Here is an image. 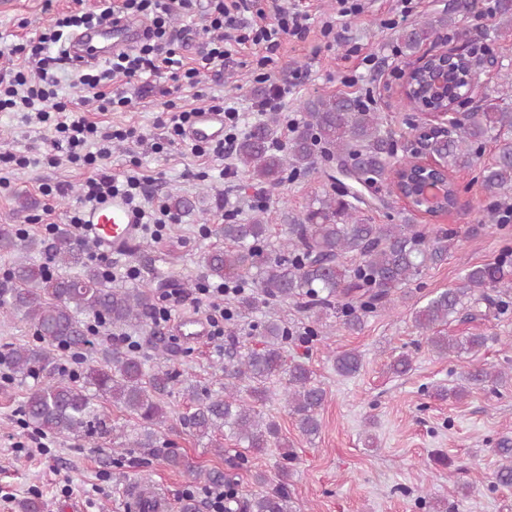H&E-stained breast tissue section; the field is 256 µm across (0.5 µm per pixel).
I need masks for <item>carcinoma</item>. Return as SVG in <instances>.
<instances>
[{"mask_svg":"<svg viewBox=\"0 0 512 512\" xmlns=\"http://www.w3.org/2000/svg\"><path fill=\"white\" fill-rule=\"evenodd\" d=\"M464 11L488 14L494 24L485 39L496 42L512 33V0H460L455 8L415 21L395 33L399 53L416 55L441 29L456 30V14ZM494 86L485 88L479 104L448 118V130L439 134L419 128L416 140L402 146L377 113L359 96L325 94L303 103L299 121L281 140L280 119L272 113L258 122L235 147V160L252 179L275 189L286 178L313 171L318 161L335 164L331 179L341 191L314 196L300 215L288 214L271 242L272 225L263 213L246 224L236 221L218 224L216 236L224 247L207 252L203 258L208 276L243 288L236 298L239 309L252 311L261 304L295 302L321 312L339 311L349 331L361 329L366 315L395 301L423 272L445 260L448 236L429 234L413 224H376L367 211L385 205V200L367 195L400 190L411 195L408 213L438 214L455 208L459 189L451 177L471 168L489 142L495 146L493 162L480 173L481 187L492 199L488 222H512V69L499 64ZM427 74L415 73L403 100L421 111L430 104ZM441 162L450 174L446 194L434 201L424 197L414 167L418 146ZM171 208L190 214L198 200L172 197ZM89 245L61 228L53 242L35 236L20 237L10 225H0V252L20 253L9 272L0 279V309L29 322L36 344L12 346L5 356L13 378L34 381L22 413L27 425L57 437L87 438L98 445L119 443L123 448H157L156 427L167 421L164 400L173 394L177 375L167 362L173 348L155 338L156 364L146 369L138 351L105 340L100 347L87 329V320L97 319L101 329L140 326L152 316L155 292L149 284L114 288L100 267L87 262ZM40 254L57 268L74 269L75 275L50 274L44 264L30 255ZM503 315L512 308V265L504 261L468 265L455 287L426 298L415 309L414 322L427 343L439 354L477 352L486 343L481 334L450 336L448 323L464 309L472 317L478 310ZM288 332L280 321L263 325L260 348L239 353L224 368V381L217 390L185 388L191 411L179 417L181 427L199 439L222 430L237 444L254 454L268 448L287 447L281 442L278 424L263 417L256 404L266 399V384L274 377L287 376L285 402L301 432L315 437L320 431L318 411L326 391L314 383L304 362L286 363L281 344ZM98 349L102 359L90 358L78 374L64 368L66 354ZM336 373L356 374L361 356L343 351L335 357ZM512 374L491 371L482 364L470 368L465 383L442 387L436 395L460 399L472 390L502 386ZM109 402L135 416L139 428L126 441L103 410ZM499 457L497 484L512 486V440L504 438L492 449ZM167 465L183 468L205 483L220 487L230 483L219 469L198 471L186 456L169 451ZM278 489L224 498V512H293L287 492L288 470L278 472Z\"/></svg>","mask_w":512,"mask_h":512,"instance_id":"obj_1","label":"carcinoma"}]
</instances>
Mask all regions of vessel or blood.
I'll list each match as a JSON object with an SVG mask.
<instances>
[{"label": "vessel or blood", "instance_id": "b4317fda", "mask_svg": "<svg viewBox=\"0 0 512 512\" xmlns=\"http://www.w3.org/2000/svg\"><path fill=\"white\" fill-rule=\"evenodd\" d=\"M142 25L106 19L77 38L78 53L87 61L103 59L106 53H119L129 49L138 40ZM224 137V115L220 112H200L187 125L183 138L192 143L218 141ZM141 215L139 209L121 193L84 208L81 237L97 247L107 249L113 256L128 255L140 237ZM175 330L192 342L209 336V325L197 315H185L175 323Z\"/></svg>", "mask_w": 512, "mask_h": 512}]
</instances>
